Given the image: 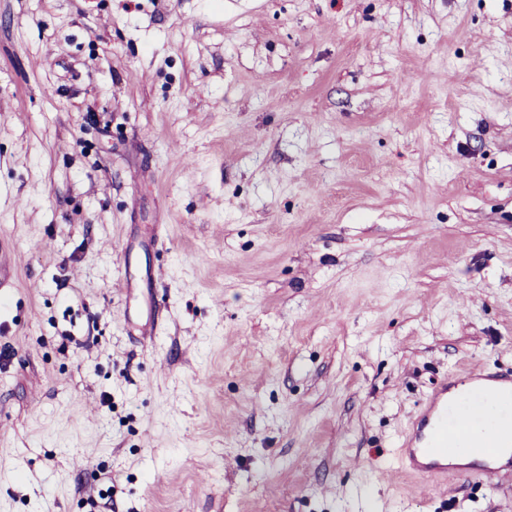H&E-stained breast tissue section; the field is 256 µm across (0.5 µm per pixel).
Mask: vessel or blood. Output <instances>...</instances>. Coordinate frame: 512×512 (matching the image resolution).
<instances>
[{"label":"vessel or blood","mask_w":512,"mask_h":512,"mask_svg":"<svg viewBox=\"0 0 512 512\" xmlns=\"http://www.w3.org/2000/svg\"><path fill=\"white\" fill-rule=\"evenodd\" d=\"M512 391V378L487 375L481 377L475 391L464 400L451 398L447 384H440L418 417L412 422L405 443L402 471L419 482L441 487L461 479L500 480L512 477V458L504 464L481 463L463 467L451 458L464 444L462 437L476 420L493 418L494 431L484 444L486 454L512 447V414L492 408L503 390Z\"/></svg>","instance_id":"b4317fda"}]
</instances>
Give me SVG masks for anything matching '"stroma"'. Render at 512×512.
<instances>
[{
    "label": "stroma",
    "mask_w": 512,
    "mask_h": 512,
    "mask_svg": "<svg viewBox=\"0 0 512 512\" xmlns=\"http://www.w3.org/2000/svg\"><path fill=\"white\" fill-rule=\"evenodd\" d=\"M0 246V512H512V0H0ZM505 388L512 393V379L487 375L479 378L469 398L457 400L449 396L448 379L444 380L411 424L400 469L415 481L430 482L438 488L461 479L499 481L505 476L512 477V457L501 465L480 463L463 467L448 463V457L455 456L459 450L469 451L462 437L478 419L491 417L495 421V431L481 451L493 455L499 448L512 447L509 412L499 413L490 405Z\"/></svg>",
    "instance_id": "stroma-1"
}]
</instances>
